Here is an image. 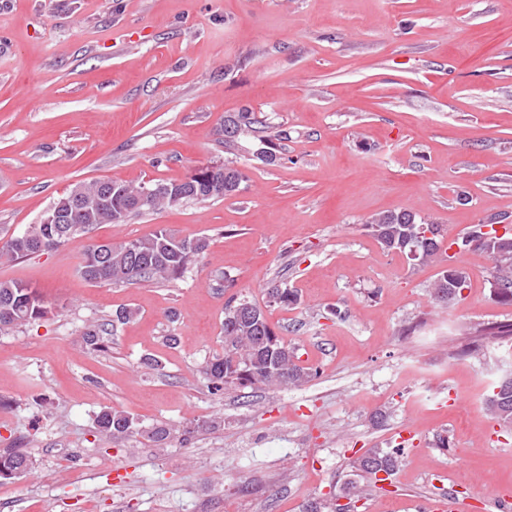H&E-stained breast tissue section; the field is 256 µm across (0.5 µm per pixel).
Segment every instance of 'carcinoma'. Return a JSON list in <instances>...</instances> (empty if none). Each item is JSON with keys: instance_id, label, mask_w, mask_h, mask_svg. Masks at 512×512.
<instances>
[{"instance_id": "1", "label": "carcinoma", "mask_w": 512, "mask_h": 512, "mask_svg": "<svg viewBox=\"0 0 512 512\" xmlns=\"http://www.w3.org/2000/svg\"><path fill=\"white\" fill-rule=\"evenodd\" d=\"M224 126L233 128L238 137L224 140V149L231 154L238 148L239 137L251 134L265 146L267 160L264 164L273 166L282 160L277 142L288 139L285 129H277L261 120L250 108L224 116ZM247 175L235 167V162H224V184L240 186ZM111 188L123 192L119 202L109 199L94 201L85 208L68 215L70 230L61 238L55 231V225H42V237L45 250L50 251L62 246L68 238L78 233H85L99 224H123L133 215L157 210L161 207H173L190 201H207L224 199L226 194L217 186L207 185L199 179H192L189 188H184L180 181H157L153 186L162 189L179 188L181 194L171 198L165 194L156 197L150 205L137 204L135 193L139 187L123 182H110ZM430 223L408 210L388 211L369 216L365 229L387 252L408 253L409 246L415 243L422 226ZM486 224H474L464 236L483 243L476 249L485 252L493 261V281L499 285L495 295L499 302L512 304V229L505 228L501 235L491 230L493 237L483 232ZM462 236V237H464ZM176 234L160 227L144 237L119 242L105 243L107 254L100 259L98 246H91L78 265L81 276H86L89 268L98 269V279L112 284H134L141 281L166 282L180 277L188 267L208 247L205 237L199 250L178 253L170 248L171 239ZM462 237L451 240L453 244H462ZM446 246L444 237L437 233L420 250L419 263L422 265L443 264L453 261V257L443 256ZM32 254L24 247L18 237L12 236L0 242V263H10ZM468 288V276L460 268L453 270L442 268L429 285V294L436 304L448 305L449 302L462 297ZM273 302L288 307L299 301L296 291L278 285L269 289ZM240 304V298L232 296L224 308V355L214 357L205 368L208 388L219 393L228 386L262 385L269 388H298L310 382L317 372L296 361L294 349L280 337L276 328L268 321L263 309L254 302H249L257 312L258 319L237 317L234 307ZM47 313L43 296L35 288L23 283L0 281V331L17 328L42 318ZM108 328L104 323L92 322L82 336L85 346L96 352L106 349ZM512 340V323H491L480 330L469 342L458 350L460 355H474L489 342ZM485 410L505 427L512 426V381L498 385V390L485 400ZM97 430L104 436L114 433L130 432L136 427L134 417L115 410L104 409L96 419ZM403 450L394 448H369L356 457L351 468L356 479L345 483L338 493L360 501L368 495L372 487L380 481L379 472L392 475L399 467ZM34 467L33 460L19 448L0 453V478L7 479V473L20 471L26 473Z\"/></svg>"}]
</instances>
